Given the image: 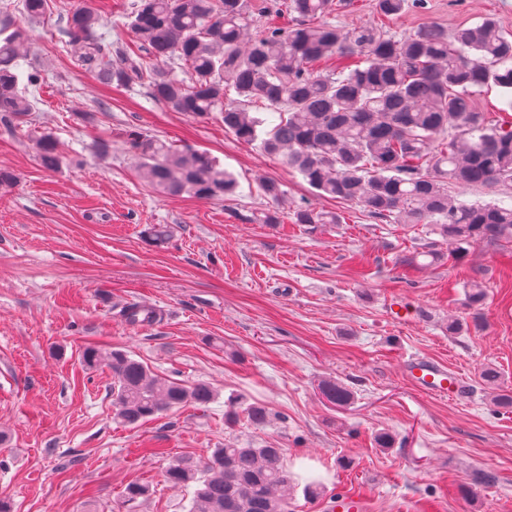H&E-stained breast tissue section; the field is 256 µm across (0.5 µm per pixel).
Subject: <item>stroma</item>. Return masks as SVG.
<instances>
[{
	"instance_id": "stroma-1",
	"label": "stroma",
	"mask_w": 512,
	"mask_h": 512,
	"mask_svg": "<svg viewBox=\"0 0 512 512\" xmlns=\"http://www.w3.org/2000/svg\"><path fill=\"white\" fill-rule=\"evenodd\" d=\"M108 2L105 30L129 38L132 0H49L28 34L52 76L26 122L0 127V496L14 512H125L133 480L151 487L139 512H186L163 471L180 455L207 456L227 441L286 449L293 472L316 474L328 493L355 492L373 512H512V409L479 379L497 368L512 391V242L471 247L457 262L405 268L431 237L426 224H386L362 208L318 196L257 146L226 133L219 113L197 118L149 100L144 89H100L73 61L58 13ZM385 20L395 34L452 29L495 18L512 36V0H426ZM94 110L95 124L81 111ZM55 131L65 158L55 172L36 156L39 131ZM137 128L208 151L239 181L232 201L163 195L142 181L114 142L94 137ZM286 192L281 221L264 223L261 178ZM341 214L338 224L292 225L293 207ZM170 224L168 247L141 236ZM487 299L475 328L463 283ZM145 303L161 322L131 327L123 307ZM465 330L448 332L449 318ZM121 348L163 376L206 380L218 399L138 427L114 419L112 373L86 369L87 346ZM420 357L461 371L471 393L453 401L418 391L405 363ZM343 382L348 407L329 405L322 379ZM264 403L261 430L224 425L230 392ZM393 437L388 448L377 432ZM349 468H342V461ZM492 474L473 485L474 472Z\"/></svg>"
}]
</instances>
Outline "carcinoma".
I'll list each match as a JSON object with an SVG mask.
<instances>
[{
  "label": "carcinoma",
  "mask_w": 512,
  "mask_h": 512,
  "mask_svg": "<svg viewBox=\"0 0 512 512\" xmlns=\"http://www.w3.org/2000/svg\"><path fill=\"white\" fill-rule=\"evenodd\" d=\"M426 0H376V14L390 18ZM292 15L283 26L268 23L250 33L247 0H134L128 27L132 41L102 32V8L75 7L58 24L78 66L101 86L139 85L172 112L206 117L224 114V130L255 144L320 195L355 204L389 224H431L435 241L419 255L430 263L454 262L466 248L512 240V203L503 198L465 201L453 188L478 187L488 194L512 186V119L500 108H480L477 92L492 83L512 94V40L493 18L448 32L422 26L391 35L379 23L344 31L328 20L333 0H274L265 7ZM48 0H23V20L0 8V122L9 130L36 110L26 86L48 79L33 63L26 25L41 21ZM126 149L140 177L167 195L229 199L236 178L207 152L175 148L140 130L126 132ZM41 166L63 164L49 130L35 137ZM277 206L284 196L273 178L259 185ZM294 224H339L338 213L308 206L292 212ZM146 240L170 243L165 224H150ZM465 305L481 325L483 284L464 282ZM125 323L153 326L161 320L150 305L122 310ZM81 361L112 371L116 418L139 425L185 407H206L218 396L207 381L162 377L128 353L86 347ZM323 398L344 408L354 401L343 382L326 379ZM224 423L267 426L268 408L239 396L228 398ZM165 481L190 492L188 512H289L297 483L284 464V449L233 442L205 458L185 455L170 463ZM150 486L129 482L123 504L135 512Z\"/></svg>",
  "instance_id": "carcinoma-1"
}]
</instances>
